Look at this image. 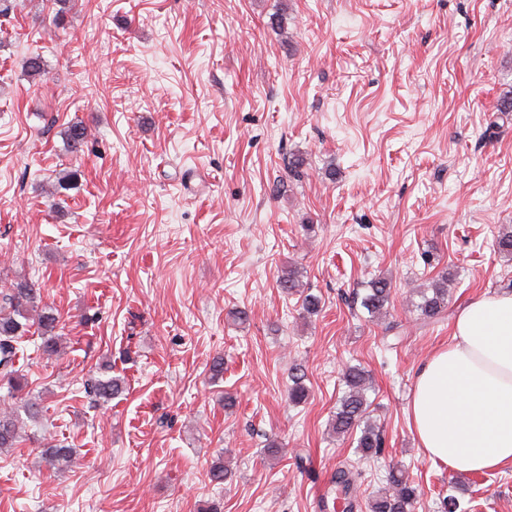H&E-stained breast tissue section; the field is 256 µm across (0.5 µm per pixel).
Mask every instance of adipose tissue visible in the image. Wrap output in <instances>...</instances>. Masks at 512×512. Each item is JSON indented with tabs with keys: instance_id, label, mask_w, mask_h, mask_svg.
<instances>
[{
	"instance_id": "adipose-tissue-1",
	"label": "adipose tissue",
	"mask_w": 512,
	"mask_h": 512,
	"mask_svg": "<svg viewBox=\"0 0 512 512\" xmlns=\"http://www.w3.org/2000/svg\"><path fill=\"white\" fill-rule=\"evenodd\" d=\"M409 415L423 453L452 471L512 465V294L460 312L416 376Z\"/></svg>"
}]
</instances>
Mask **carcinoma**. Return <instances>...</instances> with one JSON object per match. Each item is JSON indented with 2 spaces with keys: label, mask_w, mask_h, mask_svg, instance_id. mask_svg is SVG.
Listing matches in <instances>:
<instances>
[{
  "label": "carcinoma",
  "mask_w": 512,
  "mask_h": 512,
  "mask_svg": "<svg viewBox=\"0 0 512 512\" xmlns=\"http://www.w3.org/2000/svg\"><path fill=\"white\" fill-rule=\"evenodd\" d=\"M279 287L285 291H295L301 287L299 270L288 267L279 279ZM41 295L37 281L24 280L0 294V381L5 382L10 392L18 393L25 387V380L16 368V360L21 351L19 339L27 332L28 324L21 322L25 312L35 306ZM420 301L414 304L425 321L438 319L448 306V275L444 274L432 281L429 290L419 292ZM391 298V284L384 277H374L367 284L366 293L360 303L369 313H382ZM59 317L47 309L37 322V330L42 338V349L48 353L58 352L59 336L56 329ZM292 385L288 390L289 400L299 404L307 398L308 389L304 384L305 373L299 367L291 371ZM346 386L339 400L336 413L329 424V431L336 437H345L359 432L356 438V451L363 459H378L383 453V440L380 431L368 422L371 403L367 399L369 376L363 368L350 365L343 373ZM125 390V381L119 377L98 379L85 389L97 400L109 401L120 396ZM20 438L18 418L13 414H0V448H13ZM43 459L58 471L66 470L73 459V450L65 445L52 446L43 450ZM339 487L337 499L344 512H354V480L352 472L339 468L334 474ZM418 497V487L405 472L397 467L388 470L386 486L380 489L368 503L369 512H410Z\"/></svg>",
  "instance_id": "carcinoma-1"
}]
</instances>
